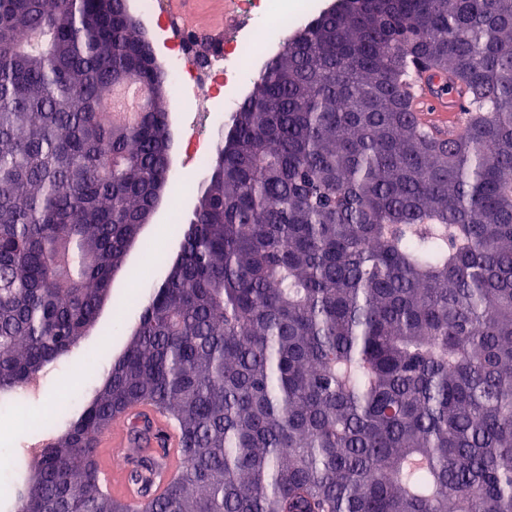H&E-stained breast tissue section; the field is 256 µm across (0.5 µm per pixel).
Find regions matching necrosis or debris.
Listing matches in <instances>:
<instances>
[{
    "label": "necrosis or debris",
    "mask_w": 512,
    "mask_h": 512,
    "mask_svg": "<svg viewBox=\"0 0 512 512\" xmlns=\"http://www.w3.org/2000/svg\"><path fill=\"white\" fill-rule=\"evenodd\" d=\"M271 2L227 0L232 23L225 26L208 66H201L190 52L193 30L186 29L173 35L174 48L168 56L167 70L177 93L188 95L204 91V99L197 104V111H218L225 81L250 79L253 60L266 53L277 36L297 24V17L273 9Z\"/></svg>",
    "instance_id": "1"
}]
</instances>
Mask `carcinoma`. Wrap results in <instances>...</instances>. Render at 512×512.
Returning <instances> with one entry per match:
<instances>
[{
	"mask_svg": "<svg viewBox=\"0 0 512 512\" xmlns=\"http://www.w3.org/2000/svg\"><path fill=\"white\" fill-rule=\"evenodd\" d=\"M0 401L98 323L161 182L168 85L126 0H0ZM469 93L446 142L416 70ZM124 352L14 512H512V0H335L261 68ZM149 403L180 477L132 505L95 441ZM155 456L138 448L128 483ZM150 95L149 87L141 82H129L113 92L111 112H123L128 119L133 112H138V105Z\"/></svg>",
	"mask_w": 512,
	"mask_h": 512,
	"instance_id": "carcinoma-1",
	"label": "carcinoma"
}]
</instances>
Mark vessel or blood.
<instances>
[{"label": "vessel or blood", "instance_id": "vessel-or-blood-1", "mask_svg": "<svg viewBox=\"0 0 512 512\" xmlns=\"http://www.w3.org/2000/svg\"><path fill=\"white\" fill-rule=\"evenodd\" d=\"M465 96L464 88L448 76L432 69L419 70L409 89L410 115L434 137L452 139L464 121ZM136 423L150 425L153 431L163 434L170 450L163 460L166 480H175L182 469V463L175 452L179 443V430L167 414L154 406L144 405L120 415L114 420L111 429L103 432L97 440L101 452L100 482L107 492L124 495L130 500L137 499L138 494L125 485L123 466L113 465L112 460L128 454L132 446L130 431Z\"/></svg>", "mask_w": 512, "mask_h": 512}]
</instances>
